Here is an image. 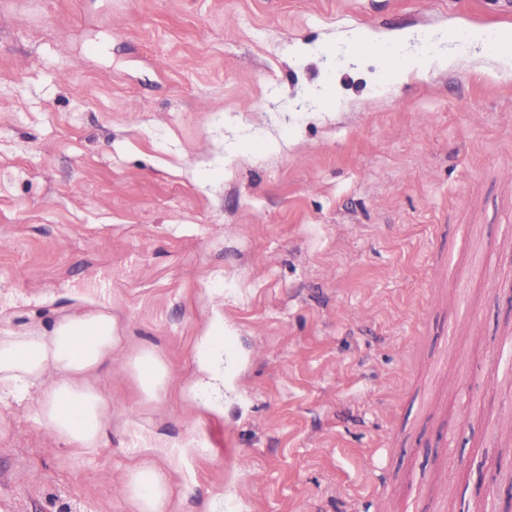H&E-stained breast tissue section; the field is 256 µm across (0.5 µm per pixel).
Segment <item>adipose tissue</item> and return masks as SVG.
Wrapping results in <instances>:
<instances>
[{"instance_id":"1","label":"adipose tissue","mask_w":512,"mask_h":512,"mask_svg":"<svg viewBox=\"0 0 512 512\" xmlns=\"http://www.w3.org/2000/svg\"><path fill=\"white\" fill-rule=\"evenodd\" d=\"M121 343L106 309L71 313L51 327H33L0 336V402L29 403L35 423L47 428L76 457L89 458L102 447L108 412L97 385L111 371ZM143 394L164 390L169 368L153 349L128 359ZM170 482L158 467L129 470L125 494L134 512H168Z\"/></svg>"}]
</instances>
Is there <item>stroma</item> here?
Returning a JSON list of instances; mask_svg holds the SVG:
<instances>
[{"label": "stroma", "instance_id": "obj_1", "mask_svg": "<svg viewBox=\"0 0 512 512\" xmlns=\"http://www.w3.org/2000/svg\"><path fill=\"white\" fill-rule=\"evenodd\" d=\"M473 28L512 14L0 0V334L104 304L122 338L93 461L0 404V512H134L145 462L169 512H369L374 491L388 512H503L512 380H484L512 336V64ZM420 48L447 66L405 72ZM217 321L211 408L196 361ZM146 347L169 366L157 401L126 366ZM170 493L167 475L154 465H137L127 473L125 494L135 512H167Z\"/></svg>", "mask_w": 512, "mask_h": 512}]
</instances>
